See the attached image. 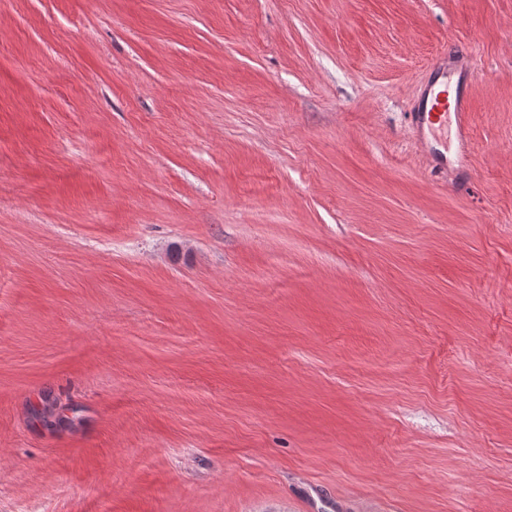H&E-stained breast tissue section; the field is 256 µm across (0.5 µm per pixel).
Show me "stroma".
<instances>
[{"instance_id":"35a3bbf8","label":"stroma","mask_w":512,"mask_h":512,"mask_svg":"<svg viewBox=\"0 0 512 512\" xmlns=\"http://www.w3.org/2000/svg\"><path fill=\"white\" fill-rule=\"evenodd\" d=\"M0 512H512V0H0ZM446 92L447 91L439 92L430 100L428 97L422 96L418 110L415 112L414 116L417 123L431 122L432 118L438 116V122H440V125H443L441 117L445 116L447 112H453L457 134L462 147L461 158L465 159L469 138V113L467 102L464 96L458 91H456L455 97L450 101Z\"/></svg>"}]
</instances>
